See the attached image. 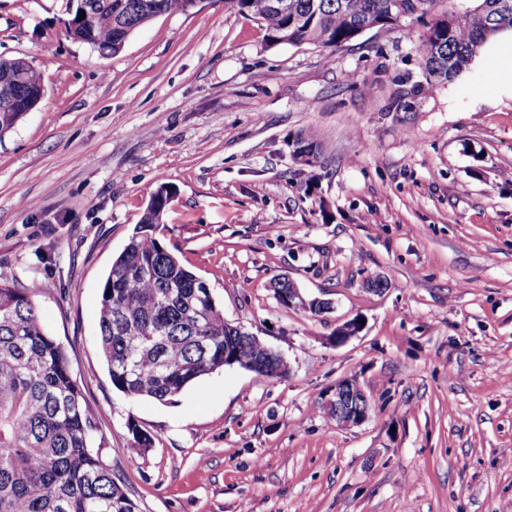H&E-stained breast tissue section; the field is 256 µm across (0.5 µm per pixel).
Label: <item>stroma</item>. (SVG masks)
I'll list each match as a JSON object with an SVG mask.
<instances>
[{
  "label": "stroma",
  "mask_w": 512,
  "mask_h": 512,
  "mask_svg": "<svg viewBox=\"0 0 512 512\" xmlns=\"http://www.w3.org/2000/svg\"><path fill=\"white\" fill-rule=\"evenodd\" d=\"M68 18L0 0V57L44 85L0 137V280L30 289L140 512H512V97L489 70L427 86L418 24L271 47L224 0L111 56L65 38ZM161 184L159 241L285 377L227 367L167 403L113 387L101 290ZM283 277L333 309L283 307ZM350 377L371 408L343 427L319 401Z\"/></svg>",
  "instance_id": "1"
}]
</instances>
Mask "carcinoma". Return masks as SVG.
Masks as SVG:
<instances>
[{
    "label": "carcinoma",
    "instance_id": "1",
    "mask_svg": "<svg viewBox=\"0 0 512 512\" xmlns=\"http://www.w3.org/2000/svg\"><path fill=\"white\" fill-rule=\"evenodd\" d=\"M260 23L276 46L330 51L362 30L418 21L426 32L417 53L428 84L454 80L492 37L512 30V0H225ZM196 0H68L66 36L102 56L117 54L125 36L154 18L194 10ZM85 18L79 19L80 12ZM17 65L0 58V135L17 123L16 96L43 85L32 65L22 87L7 91ZM316 135L296 139L309 164ZM173 198L149 199L139 224L113 261L101 293L99 346L112 385L133 398L166 403L197 379L238 363L269 367L265 345L229 328L203 279L167 251L154 232ZM97 423L73 379L62 345L18 281H0V512H139L101 449Z\"/></svg>",
    "mask_w": 512,
    "mask_h": 512
}]
</instances>
